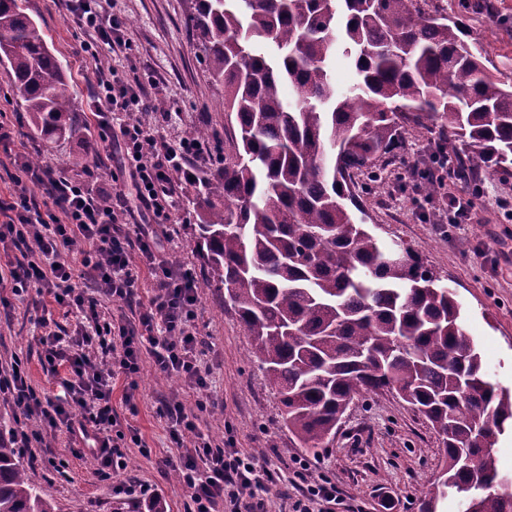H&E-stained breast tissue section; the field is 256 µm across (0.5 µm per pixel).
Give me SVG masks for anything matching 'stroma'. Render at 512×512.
Wrapping results in <instances>:
<instances>
[{
  "mask_svg": "<svg viewBox=\"0 0 512 512\" xmlns=\"http://www.w3.org/2000/svg\"><path fill=\"white\" fill-rule=\"evenodd\" d=\"M493 14L460 10L457 0H428L430 9L459 17L487 47V70L493 76L512 78V0H493ZM24 12L43 29L51 52L64 66L72 85L73 122L81 136L44 144L31 125L13 75L0 65V123L17 133L27 146V157L38 156L82 178L89 189L131 191L127 172L120 167V135L102 140L93 117L95 75L76 50L88 35L81 28L69 0H19ZM189 0H100L103 18L121 29L122 43L101 46L108 67L131 82L142 83L148 96L166 103L164 113H141L146 123H164L170 136H197L208 129L216 141L224 139L226 114L220 105L223 86L211 79L207 62L197 47L188 22ZM92 154L82 166L71 163L83 144ZM409 165L393 170L385 180L372 183L363 196L370 215L371 232L385 244L402 243L414 250L424 266L439 275L456 294L461 322L476 339L491 382L512 391V176L487 173L481 189L452 181L442 194L427 200L411 188L410 166L428 152V141L408 142ZM405 183L398 191L397 183ZM189 184L176 187V210L171 241L160 253L191 268L200 284L195 325L197 350L210 369L211 398L199 412L200 429L223 439L226 449L252 456L257 467L273 471L271 488H260L267 512H289L307 483L329 482L341 503L336 512H420L423 488L439 478L444 448L428 421L398 397L384 391L352 404L336 434L319 448L301 447L289 433L275 389L271 388L257 359L249 356V338L226 302L225 288L206 285L204 261L195 247V213L188 201ZM472 196L474 207L466 224H439L434 210L452 196ZM138 273L135 298L103 300L101 311L109 319L132 316L141 299L153 294L155 280L137 247L129 249ZM68 331L79 328L83 316L58 306L52 295L37 301L0 290V367L14 359L25 365L28 381L39 393L57 397L64 391L66 367L51 371L34 324L38 313ZM132 401H125L127 387ZM192 406L187 384L177 375L156 372L150 357H143L139 373L118 374L112 382V411L121 426L137 430L141 444L125 448L126 467L110 481L100 480L91 455L72 453L66 427H52L38 419H16L9 397L0 395V419L13 429L37 431L51 446L64 472L32 464L40 448H25L27 474L55 512H150L160 500L165 512H186L187 497L176 477L178 467L192 447L191 437L172 441L163 405ZM118 485L131 494H115Z\"/></svg>",
  "mask_w": 512,
  "mask_h": 512,
  "instance_id": "1",
  "label": "stroma"
}]
</instances>
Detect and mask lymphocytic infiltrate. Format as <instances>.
<instances>
[{
	"instance_id": "f902f5d3",
	"label": "lymphocytic infiltrate",
	"mask_w": 512,
	"mask_h": 512,
	"mask_svg": "<svg viewBox=\"0 0 512 512\" xmlns=\"http://www.w3.org/2000/svg\"><path fill=\"white\" fill-rule=\"evenodd\" d=\"M98 0H75L72 9L80 26L92 30L94 40L82 43L81 50L98 59L99 44L120 43L119 31L99 20ZM98 98L97 117L115 112L131 113L120 125L129 166L132 193H91L80 181L66 176L53 165L22 162L19 190L13 202L0 201V243L24 244L33 255L30 263L10 266L0 275V288L11 287L14 295L28 291L52 294L62 307L76 308L89 328L74 336H62L49 328V318L35 320L41 328L39 341L46 348L48 362L67 363L73 379L66 402L40 396L29 385L21 361L0 371V394L10 396L20 416L37 418L50 426L91 431L90 452L99 464L102 479L123 469L125 460L112 413L111 381L115 371L132 375L140 370L141 351L149 349L157 371L178 375L199 390L195 411L184 406L165 408L175 441L193 434V450L180 468V480L190 499L189 512H266L255 488L271 482L270 470L257 467L252 458L225 450L223 443L200 432L196 414L207 407L203 397L208 389L207 370L197 356L196 317L198 283L190 269L160 258L159 246L170 239L168 225L175 209L174 175L190 178L195 173L189 161L207 156L208 147L196 138L174 140L162 126L135 120L138 112H148L152 104L139 85L129 83L111 70L95 67ZM44 186L48 199L37 202L28 196L27 185ZM132 218L138 225L136 241L143 258L154 269L156 289L137 319L115 325L101 322V297L126 299L133 295L137 277L129 261L128 241L113 235L114 224ZM83 240V266L95 271L98 295L77 291L71 284L72 265L40 267L38 258L57 259L75 240ZM98 345L100 360L82 354V347Z\"/></svg>"
}]
</instances>
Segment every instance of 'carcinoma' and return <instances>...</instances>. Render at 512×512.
<instances>
[{
  "label": "carcinoma",
  "instance_id": "obj_1",
  "mask_svg": "<svg viewBox=\"0 0 512 512\" xmlns=\"http://www.w3.org/2000/svg\"><path fill=\"white\" fill-rule=\"evenodd\" d=\"M426 0H194L190 22L209 74L224 85L238 134L193 181L197 246L283 407L316 448L360 396L394 390L443 437L445 468L421 492L438 512L451 491L476 512H512V481L489 452L512 426V392L488 379L454 292L403 245L400 262L367 227L350 173L371 178L405 159V134H437L457 176L512 166V81L487 72V50ZM354 61L339 93L330 61ZM0 64L11 69L34 128L76 134L69 78L45 33L0 0ZM296 92L294 103L282 85ZM0 512H55L35 489L0 422Z\"/></svg>",
  "mask_w": 512,
  "mask_h": 512
}]
</instances>
